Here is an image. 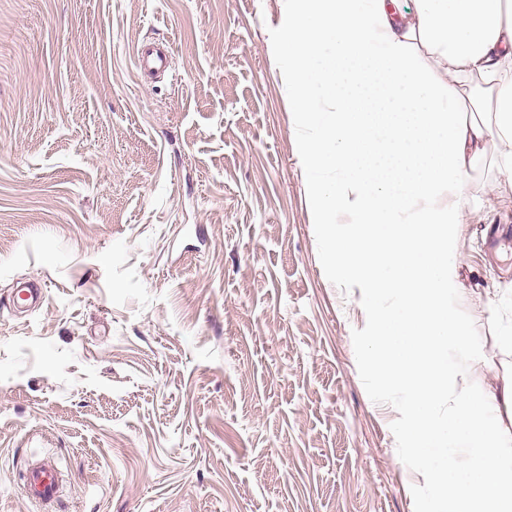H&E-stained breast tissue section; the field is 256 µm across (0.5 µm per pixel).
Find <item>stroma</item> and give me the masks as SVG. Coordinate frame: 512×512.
I'll return each instance as SVG.
<instances>
[{
    "label": "stroma",
    "mask_w": 512,
    "mask_h": 512,
    "mask_svg": "<svg viewBox=\"0 0 512 512\" xmlns=\"http://www.w3.org/2000/svg\"><path fill=\"white\" fill-rule=\"evenodd\" d=\"M285 0H0V512H448L370 368L382 313L317 222ZM146 41L170 71L137 67ZM468 187L456 315L512 381V174ZM42 285L36 307L17 304ZM57 503L24 495L31 460Z\"/></svg>",
    "instance_id": "stroma-1"
}]
</instances>
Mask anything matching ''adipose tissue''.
<instances>
[{"label": "adipose tissue", "instance_id": "ef3b65f1", "mask_svg": "<svg viewBox=\"0 0 512 512\" xmlns=\"http://www.w3.org/2000/svg\"><path fill=\"white\" fill-rule=\"evenodd\" d=\"M276 47L309 195L339 272L398 291L372 368L407 392L408 429L448 512H512V429L449 346L472 343L454 248L475 219L466 178L512 173V0H286ZM357 224L337 239L335 216Z\"/></svg>", "mask_w": 512, "mask_h": 512}]
</instances>
